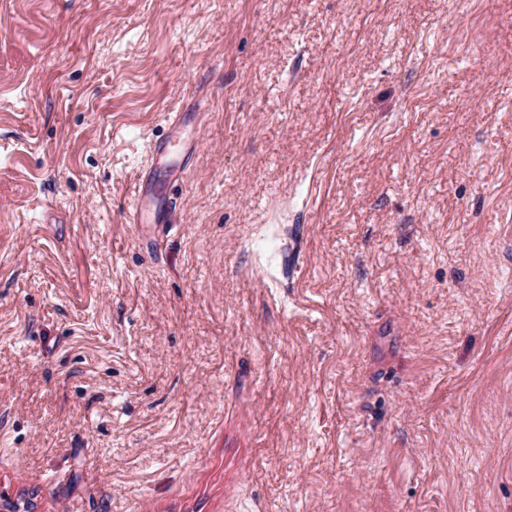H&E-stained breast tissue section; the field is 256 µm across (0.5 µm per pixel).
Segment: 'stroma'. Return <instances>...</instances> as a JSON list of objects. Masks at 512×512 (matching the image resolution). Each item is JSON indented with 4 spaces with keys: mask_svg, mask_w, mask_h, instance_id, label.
<instances>
[{
    "mask_svg": "<svg viewBox=\"0 0 512 512\" xmlns=\"http://www.w3.org/2000/svg\"><path fill=\"white\" fill-rule=\"evenodd\" d=\"M0 512H512V0H0Z\"/></svg>",
    "mask_w": 512,
    "mask_h": 512,
    "instance_id": "1",
    "label": "stroma"
}]
</instances>
